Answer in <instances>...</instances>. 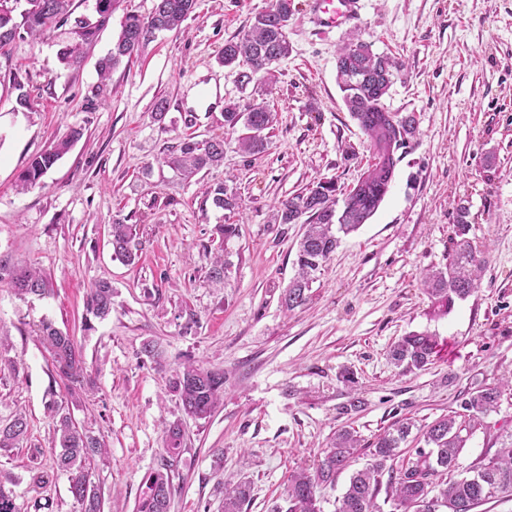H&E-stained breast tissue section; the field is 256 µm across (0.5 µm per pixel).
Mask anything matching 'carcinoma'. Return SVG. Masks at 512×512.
Wrapping results in <instances>:
<instances>
[{"label":"carcinoma","mask_w":512,"mask_h":512,"mask_svg":"<svg viewBox=\"0 0 512 512\" xmlns=\"http://www.w3.org/2000/svg\"><path fill=\"white\" fill-rule=\"evenodd\" d=\"M24 8H13L15 0H0V49L9 45L21 33L37 39L46 31L68 20L71 0H23ZM97 13L102 24L90 26L76 21L75 39L60 49L65 68L76 69L83 61V45L93 40L103 26L110 22L115 0H98ZM196 0H155L147 17L128 15L121 22L112 50L99 63L100 76L106 79L123 60H132L150 42L146 32L173 31L193 13ZM294 0H272L264 11L254 15L249 26L224 42L219 62L225 67L243 64L238 73L241 85L257 80H275L274 65L288 57L291 44L288 25L294 16ZM403 62L395 57L373 53L361 42L346 44L336 62V80L343 101L368 138L371 160L356 183L345 192L343 200L336 198V183L319 181L304 192L283 202L276 220L281 224L304 221L305 230L298 242L297 276L285 288L281 303L293 311L309 300L314 274L338 247L341 235L358 230L378 210L392 183L398 161L397 151L414 137L417 125L414 116L397 117L384 105ZM273 113L266 102L253 101L246 110L236 102L224 105V126L233 130L239 124L256 129V133L238 138L240 150L255 154L265 150L264 131L273 126ZM83 136L80 128L70 129L53 147L34 157L19 175V187L25 190L40 183L46 172ZM224 162V138L217 136L198 141L184 139L167 163L192 177L201 171ZM213 204L233 212L242 207L238 192L223 184L208 187ZM469 208L464 202L456 206L454 237L448 253V265L426 272L422 285L433 312L448 314L456 300L470 296L477 288L482 271L481 250L468 238ZM109 244L112 257L132 265L138 259L133 225L120 221L110 225ZM6 283L22 296H43L51 283L39 270L12 264L0 259V283ZM87 313L104 318L112 311V285L106 281L94 283L86 294ZM41 337L47 344L53 365L70 400L79 398L88 382L86 367L74 337L62 333L51 322L41 325ZM440 352L438 338L428 332H411L395 341L389 350L391 362L409 370H421L431 364ZM170 387L179 397L184 414L195 420L210 417L224 394V371L187 364L175 372ZM512 390V378L481 386L465 399L468 419L457 421L442 417L421 430L424 447L396 469L393 462L403 449L401 444L410 435L414 423L405 419L379 435L371 450L369 466L356 471L338 499L336 512H380L376 498L381 476L389 472L396 508L402 512H473L479 505L495 498L512 497V441L493 457L473 465L466 475L446 481L443 475L457 468L458 458L465 446L463 432L473 429L480 418L495 410L503 389ZM60 450L56 469L68 476L69 492L78 512H101L102 498L92 484L91 462L105 459L108 451L104 441L79 427L73 420L69 400H51ZM26 417L17 413L0 424V449L15 448L26 436ZM167 457L161 460L146 480V490L136 505V512H168L173 490L172 472L182 452L184 425L180 420L169 424L165 431ZM359 438L353 430L336 432L326 448L314 473L300 471L291 475L286 488V512H321L318 489L334 485L336 476L351 466ZM251 484L241 480L224 488V512H242L249 501ZM0 512H24L12 488L0 481Z\"/></svg>","instance_id":"carcinoma-1"}]
</instances>
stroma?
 Returning a JSON list of instances; mask_svg holds the SVG:
<instances>
[{
  "label": "stroma",
  "mask_w": 512,
  "mask_h": 512,
  "mask_svg": "<svg viewBox=\"0 0 512 512\" xmlns=\"http://www.w3.org/2000/svg\"><path fill=\"white\" fill-rule=\"evenodd\" d=\"M270 4L197 0L180 30L157 34L105 82L97 63L123 17L149 15L154 0H117L79 68L59 61L67 24L0 53V256L53 283L49 295L25 299L0 284V357L14 362L0 369V420H28L20 446L0 451V479L39 512H75L67 476L54 465L53 366L39 340L46 319L75 337L86 361L93 388L70 410L107 444L91 480L112 512H134L174 420L186 434L171 512H222L225 484L240 479L251 483L244 512H275L286 504L289 475L314 469L337 430L360 437L359 469L396 421L420 428L461 415L469 392L512 375V0H360L357 22L333 30L316 25L311 0H294L292 51L277 81L240 88L218 52ZM351 36L403 60L384 103L415 115L418 128L397 152L376 214L342 237L308 303L288 312L280 296L297 273L304 227L278 223L277 208L322 178L349 189L370 160L336 82L338 50ZM16 80L31 109L17 105ZM159 97L168 104L161 122L152 114ZM230 99L269 105L275 119L265 152H242L239 130L225 128ZM73 127L83 137L40 185L18 190L31 159ZM189 135L223 136V164L190 179L171 168L166 155ZM221 183L240 192L238 212L206 196ZM461 199L483 270L476 291L438 315L421 278L447 264ZM115 220L135 229V264L112 258ZM220 224L236 225L237 236L220 243ZM219 251L230 262L224 288L209 279ZM98 281L112 285V312L88 321L84 300ZM414 331L436 334L441 352L407 371L388 351ZM147 340L163 351L165 369L143 354ZM186 363L224 372V400L208 419L185 417L169 389ZM346 369L352 382L341 377ZM355 397L363 405L353 410ZM511 437L508 391L469 435L460 470ZM37 468L52 475L42 489L31 481Z\"/></svg>",
  "instance_id": "1"
}]
</instances>
